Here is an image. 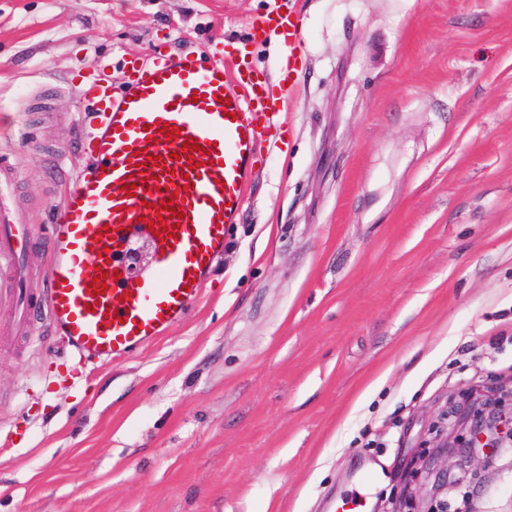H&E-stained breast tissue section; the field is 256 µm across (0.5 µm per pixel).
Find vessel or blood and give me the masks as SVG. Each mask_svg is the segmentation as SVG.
<instances>
[{
  "label": "vessel or blood",
  "mask_w": 512,
  "mask_h": 512,
  "mask_svg": "<svg viewBox=\"0 0 512 512\" xmlns=\"http://www.w3.org/2000/svg\"><path fill=\"white\" fill-rule=\"evenodd\" d=\"M257 27L287 32L293 46L301 39L300 20L290 13H269ZM262 86L253 73L196 56L135 67L130 91L117 100L91 86L98 113L88 123L85 150L95 163L77 175L54 215L47 288L38 296L25 287L29 222L9 207L15 166L1 155L0 270L11 273L13 285L8 331L25 330L34 311L44 309L75 356L107 365L180 322L224 253L259 138L275 125ZM171 131L176 139H168ZM189 142L196 151H184ZM129 183L136 187L131 197L123 190ZM160 219L175 226V235L153 238L152 262L130 275L126 243ZM96 279L105 292L92 290Z\"/></svg>",
  "instance_id": "b4317fda"
}]
</instances>
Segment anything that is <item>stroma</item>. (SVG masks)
<instances>
[{
  "label": "stroma",
  "instance_id": "obj_1",
  "mask_svg": "<svg viewBox=\"0 0 512 512\" xmlns=\"http://www.w3.org/2000/svg\"><path fill=\"white\" fill-rule=\"evenodd\" d=\"M303 20L288 45L255 19ZM272 89L245 206L186 318L108 365L42 315L0 345V512H363L449 399L512 382V0H0V154L38 243L88 157L85 91L224 57ZM380 388H373L376 378ZM469 512H512L485 457Z\"/></svg>",
  "mask_w": 512,
  "mask_h": 512
}]
</instances>
